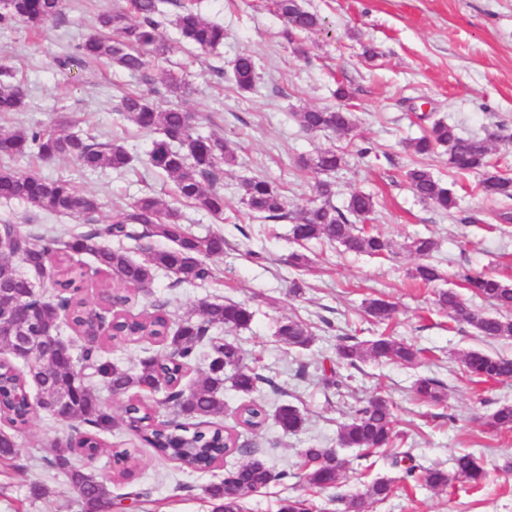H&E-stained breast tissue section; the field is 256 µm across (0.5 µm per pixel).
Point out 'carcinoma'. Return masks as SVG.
<instances>
[{
  "label": "carcinoma",
  "mask_w": 512,
  "mask_h": 512,
  "mask_svg": "<svg viewBox=\"0 0 512 512\" xmlns=\"http://www.w3.org/2000/svg\"><path fill=\"white\" fill-rule=\"evenodd\" d=\"M165 0H131L136 14L130 19L120 9L98 15L97 30L86 36L66 57L62 65L85 59L107 60L126 71L140 72L148 65L146 52L162 48L161 29L167 21L163 9ZM275 12L286 20V36L314 32L321 28V18L303 9L294 0H273ZM63 0H0V26L13 22L25 23L39 34L46 22L63 15ZM175 16L181 38L194 48L206 52L224 45V26L207 21L195 8L178 4ZM233 80L241 91L251 90L258 78L252 56L241 55L233 62ZM13 75L0 67V113L25 112L29 104L21 87L12 82ZM146 92L122 97L121 113L127 122L138 129L155 134L147 154V164L167 176L174 185L178 199L191 204L215 218L224 216L223 166L235 161V149L224 138L203 136L196 130L194 117L178 107L162 109ZM300 128L309 133L349 132L353 128L352 113L345 107L309 109L293 113ZM448 150V168L457 173L478 170L482 174L479 188L489 197L512 199V178L502 174L489 161V140L464 137L456 128L442 120L434 122L429 132L409 146L417 157L433 153L437 148ZM0 154L10 159L35 157L51 161L61 157L74 159L83 172L106 169L125 171L133 167L136 156L117 140L98 143L95 137L61 134L49 126L34 125L0 133ZM305 167L320 174H331L346 165L343 154L334 150L319 151L301 159ZM415 195L450 214L458 209L455 191L435 178L430 169L415 165L406 172ZM238 194L247 208L266 221L291 224L290 232L298 243L312 241L337 243L345 250L382 257L392 247L379 233L368 231L363 221L374 213L373 196L355 192L346 205L333 203L335 182L320 180L316 184L318 202L298 212L286 209L280 187L264 177L242 180ZM0 200L20 201L29 207L51 215L91 216L97 203L83 195L65 179H53L33 172H20L9 166L0 167ZM113 238L138 240L163 239L166 247H148L142 259H133L125 248L110 247ZM404 249L418 257H428L438 250L437 241L430 236L408 239ZM93 258V273L114 277L117 285H104L103 296L115 300L103 312L115 315V338L124 342L151 340L165 347V354L151 355L140 360L137 367H122L105 356L104 345L87 344L70 357L53 342L42 344L34 365L19 371L7 360H0V463L14 465L18 458L14 433L24 428L30 398L53 421L62 412L67 422L78 421L87 426L84 431L68 435L65 440L51 444L41 463L65 475L68 487L76 493L81 512H108L114 506L112 485L98 480L91 472L72 464L75 455L92 457L102 448L101 436L112 431L113 416L103 401L100 389L85 383V371L91 369L99 382L114 396H127L123 421L127 428L153 448L162 458L172 460L182 469L208 470L224 463L234 454H249L251 450L239 444V436L224 429L213 418L224 412V383L244 394L262 385L274 386L272 378L245 361L242 349L232 341L219 342L216 334L223 328H249L253 312L237 302L203 300L197 311L187 317L174 319L166 304L153 305L152 311L135 312L131 303L136 292L154 281L162 271L172 285L202 286L217 279L215 262L224 255V235L209 232L196 235L180 223L174 208L153 196L138 198L129 209L105 224H93L78 235L68 238L36 237L21 230L17 224H0V295L23 299L25 313L15 316L6 334L0 336V348L12 351L14 337L37 330L46 335L78 333L91 327L82 290L89 271L75 257ZM409 277L425 286L444 280L440 268L421 262ZM460 285L473 296L490 303L496 312L484 314L468 305L452 290L438 292L439 309L458 325L472 327L488 339L512 338V286L501 280L463 269L456 274ZM364 313L384 323L393 318L395 306L373 298L365 303ZM276 336L287 348L302 350L311 346L314 335L310 326L299 319L288 318L278 323ZM421 350L402 340L380 336L361 341L355 336L336 337L337 367L357 368L366 360H386L403 366H413ZM206 362L189 386L183 380L187 373ZM464 374L476 383L512 379V358L472 349L462 357ZM153 387L161 388L162 400L152 405L139 398V393ZM416 396L427 403L437 404L445 397L442 382L432 377H420L414 383ZM167 418L159 419V410ZM285 434L302 430L304 417L292 404H281L274 413L265 405L252 402L240 408L241 427L258 431L268 419ZM495 430L512 429V403L498 405L487 418ZM341 448H358L363 456L381 450L398 467L412 460L409 451L395 446L391 402L379 394L352 408L351 419L343 424L338 436ZM331 448H305L297 471H276L262 459L252 457L224 474V478L205 487L210 512H243L244 499L272 483H284L288 477L304 480L312 491L338 487L343 480V468ZM456 471L475 485L486 473L471 454L456 458ZM404 478L432 489L448 486V473L435 468L410 465ZM392 494L391 480L375 477L362 482V489L343 496L345 512H366L368 505L382 502ZM279 512H313L307 498L290 497L281 501Z\"/></svg>",
  "instance_id": "carcinoma-1"
}]
</instances>
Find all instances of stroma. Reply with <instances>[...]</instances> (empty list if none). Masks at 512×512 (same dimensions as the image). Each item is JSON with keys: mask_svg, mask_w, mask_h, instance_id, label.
I'll return each instance as SVG.
<instances>
[{"mask_svg": "<svg viewBox=\"0 0 512 512\" xmlns=\"http://www.w3.org/2000/svg\"><path fill=\"white\" fill-rule=\"evenodd\" d=\"M303 6L325 20L322 32L304 34L294 42L283 35L284 23L269 0H201L198 9L223 24V46L202 52L185 44L173 24H165L164 58L151 60L131 75L109 62L60 67L62 56L94 28L97 15L130 0H65L63 15L50 21L42 35L21 23L0 28V65L9 66L30 105L28 111L0 117V128L42 123L64 130L91 133L99 142L122 140L138 160L134 170L83 173L68 158L51 162L29 160L21 170L72 180L100 204L94 218L109 222L144 194L173 201L172 184L147 165L152 134L137 131L116 112L123 93L154 87L153 101L173 104L161 88L165 74L186 82L182 106L193 113L197 130L224 137L236 150V160L224 168L225 211L216 221L178 204L182 223L194 232L224 235L219 281L206 287H171L158 275L138 296V308L158 299L168 302L174 318L193 313L201 300L230 299L254 313L249 328L225 330L224 336L242 346L247 357H259L274 388L247 396L232 384L224 386L225 428L236 425L238 409L254 400L267 405L287 402L299 408L305 424L296 434H283L274 424L256 432L240 431L241 442L275 470L293 473L302 449L338 448L348 462L339 488L310 492L304 482L289 479L254 493L244 512H278L282 499H311L315 512H342V497L355 493L359 474L391 480L393 492L368 512H512V431H496L487 415L502 402L512 403V379L475 384L461 364L464 352L479 349L512 356V338L488 341L470 327L454 326L439 313L435 289L409 279L417 256L403 248L408 238L430 236L439 243L431 261L442 269L445 285L457 287L461 268L492 275L512 285V223L497 229L498 215L512 212V201L487 198L479 189L478 173H454L448 155L439 149L425 157L438 178L453 183L469 222L420 202L405 172L413 157L407 145L421 137L433 121L457 127L463 136L490 141L491 158L512 177V0H302ZM252 55L258 63L256 86L236 88L228 74L235 58ZM345 86L355 127L346 134L304 132L294 113L337 106L333 92ZM334 149L344 154V169L336 174V206L350 194H373L377 206L368 225L385 235L391 251L381 258L345 252L343 247L313 242L304 249L310 262L302 273L290 267L298 246L289 226L250 215L236 187L246 178L265 176L282 189L289 210L306 207L319 176L299 166L300 157ZM40 232L56 229L63 236L86 230L85 218L44 214L33 218L21 202L0 204V223ZM301 275L305 292L294 298L288 289ZM383 297L396 303L393 322L378 325L361 312L365 299ZM295 317L310 324L315 339L309 349L294 351L279 342L278 321ZM352 335L368 340L378 335L405 340L421 349L417 366L366 362L351 370L345 386L325 381L336 366V338ZM308 366L306 378L295 375L298 363ZM441 380L447 392L442 404L418 402L411 386L419 376ZM384 393L394 404L398 445L410 450L417 464L451 472L446 488L432 490L405 482L384 452L360 458L353 448H339L338 433L358 402ZM115 423L106 434V452L76 464L104 481L115 480L109 449H129L135 466L126 486H145L151 495L138 512H209L204 489L215 481L212 471L190 473L157 457L120 416L124 398L104 394ZM64 429L44 411L17 433L18 456L24 470L0 465V512H78L72 491L62 476L41 468L40 455ZM472 453L487 472L482 487L455 477V458ZM48 493L32 499L33 483Z\"/></svg>", "mask_w": 512, "mask_h": 512, "instance_id": "35a3bbf8", "label": "stroma"}]
</instances>
